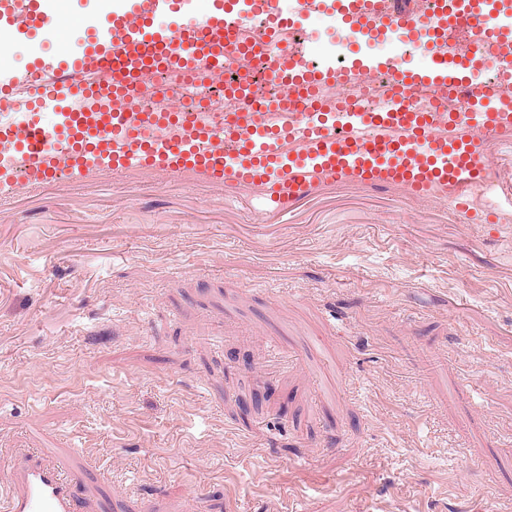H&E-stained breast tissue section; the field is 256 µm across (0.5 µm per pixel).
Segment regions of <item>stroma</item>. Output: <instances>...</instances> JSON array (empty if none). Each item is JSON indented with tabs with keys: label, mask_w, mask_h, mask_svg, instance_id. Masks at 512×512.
I'll return each mask as SVG.
<instances>
[{
	"label": "stroma",
	"mask_w": 512,
	"mask_h": 512,
	"mask_svg": "<svg viewBox=\"0 0 512 512\" xmlns=\"http://www.w3.org/2000/svg\"><path fill=\"white\" fill-rule=\"evenodd\" d=\"M309 60L346 52L311 16ZM55 38L0 49V75ZM467 205L135 171L0 201V451L84 512H512V147ZM268 389L261 414L238 397Z\"/></svg>",
	"instance_id": "35a3bbf8"
}]
</instances>
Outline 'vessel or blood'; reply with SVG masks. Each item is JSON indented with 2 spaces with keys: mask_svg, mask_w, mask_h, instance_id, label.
<instances>
[{
  "mask_svg": "<svg viewBox=\"0 0 512 512\" xmlns=\"http://www.w3.org/2000/svg\"><path fill=\"white\" fill-rule=\"evenodd\" d=\"M193 0H122L102 24L89 25L79 47L52 63L34 58L25 72L0 79V101L37 84L33 106L0 114V199L19 187L87 180L132 170L168 177L190 172L212 184L272 182L288 202L300 200L325 177L402 186L424 194L435 188L465 192L492 165L485 145L512 141V94L476 98L465 112L414 110L389 101L368 109L348 98L321 102L329 84L356 85L375 70L369 51L379 41L413 38L428 53L429 68L389 64L393 92L432 89L443 94L467 85L466 62L449 63L448 32L467 21L475 39L512 49V0H433L416 13L398 0H302L357 36L350 66L335 55L308 66L286 49L295 18L282 0H212V10L184 32L180 17ZM66 0H0V29L37 38L49 33ZM166 15L170 24H159ZM260 16V40L246 23ZM263 81L285 87L277 99L260 98L246 63ZM223 80L243 112H138L137 91L157 70ZM56 112L42 124L41 110ZM73 454L25 448L0 454V512H79Z\"/></svg>",
  "mask_w": 512,
  "mask_h": 512,
  "instance_id": "obj_1",
  "label": "vessel or blood"
}]
</instances>
